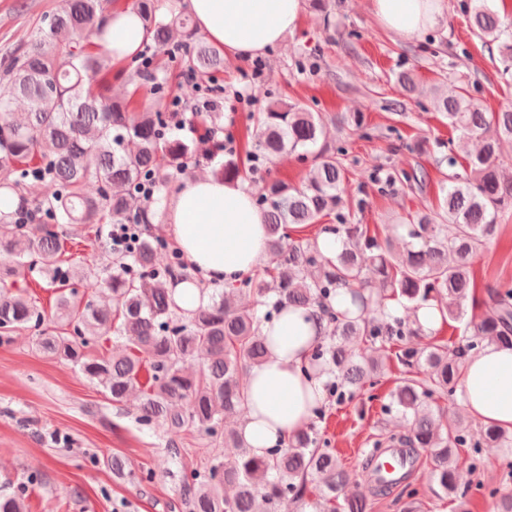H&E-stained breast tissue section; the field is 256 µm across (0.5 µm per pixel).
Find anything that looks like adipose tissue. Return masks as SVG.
I'll return each instance as SVG.
<instances>
[{
	"instance_id": "ef3b65f1",
	"label": "adipose tissue",
	"mask_w": 512,
	"mask_h": 512,
	"mask_svg": "<svg viewBox=\"0 0 512 512\" xmlns=\"http://www.w3.org/2000/svg\"><path fill=\"white\" fill-rule=\"evenodd\" d=\"M181 6L215 47L234 58L260 54L281 42L295 30L302 9L301 0H182ZM371 9L400 37L436 26L442 16L440 0H371ZM145 38L136 12L124 0H114L102 39L113 62L135 54ZM165 221L195 272L172 284L178 312L187 314L208 303L207 284L249 274L266 255L264 218L242 182L209 175L184 181L169 202ZM262 334L270 342L269 353L247 373L248 405L238 426L258 456L306 426L322 400L320 379L307 378L302 370L322 339L307 311L283 307ZM457 399L466 412L512 430V349L490 344L470 354Z\"/></svg>"
}]
</instances>
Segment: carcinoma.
I'll return each instance as SVG.
<instances>
[{"label":"carcinoma","mask_w":512,"mask_h":512,"mask_svg":"<svg viewBox=\"0 0 512 512\" xmlns=\"http://www.w3.org/2000/svg\"><path fill=\"white\" fill-rule=\"evenodd\" d=\"M111 0H67L53 15L49 29L34 31L3 68L0 90V333L36 331V347L80 368L115 404L137 399L135 420L142 427L163 422L168 447L181 457L179 441L193 430L212 448L201 465L181 471L179 508L183 512H280L284 500L303 502L310 486L318 489V512H370V502L344 493L350 475L323 441L315 424L300 430L265 456L252 454L237 431L224 430V415L242 413L247 404L246 372L261 364L268 349L261 326L271 323L286 303L316 309L324 338L312 351L313 377L327 376V397L340 404L355 390L373 384L391 362L386 344L398 346L396 358L405 368L383 405L406 420V428L373 443L366 465L375 466L384 444L405 448L408 468L391 484L374 490H406L405 512H420L418 491L409 478L421 448L433 459L431 481L443 496L468 512L469 482L455 463L462 448L467 472L508 465L492 461L484 448H511L512 433L479 421L443 422L438 398L453 393L462 377L464 353L438 342L413 343V322L390 316L381 305L388 294L415 312L434 302L441 321L461 317L462 304L476 300L477 283L470 258L493 238L504 216L512 215V181L501 177L498 145L512 140V107L488 112L462 87L438 89L435 106L448 126L482 140L468 158L464 174L448 179L437 210L416 214L408 224L405 247L392 248L366 224H351L343 209L344 168L336 152L314 150L323 119L306 104L277 98L263 112L249 161L269 162L282 155H314L305 181L294 186L272 179L261 186L255 203L268 233L267 263L262 272L238 280L231 288H214L208 304L188 315L174 310L169 284L190 278L184 254L154 233L160 216L156 206L170 179L183 174L196 158L193 143L170 135L164 114L175 98L169 76L153 57L138 60L128 82L133 92L146 86L154 96L143 112L129 111V98L106 93L112 53H94L89 38L101 34L100 22ZM143 27L157 51L174 33L187 69L200 80L224 70V56L197 37L191 17L161 0H134ZM469 25L483 43L497 44L503 74H512V32L486 0L466 8ZM494 129L495 137L485 133ZM225 180L243 178L241 162L230 157L217 169ZM99 183L98 194L84 192ZM149 181L153 197L145 200L136 187ZM46 188L34 198V184ZM337 220L321 232L342 242L336 257L323 255L316 243L295 239L291 224ZM49 218L53 223L47 224ZM142 226L140 243L118 253L112 244L85 241L83 255L62 260L67 237L57 224L76 229L89 224ZM454 233H446L447 225ZM165 249L169 261L154 264ZM41 280L58 293L51 307L57 327L44 328L46 312L37 298L17 286L18 280ZM350 294L342 311L332 308L336 289ZM486 314L468 326L467 350L488 343L512 349V284L486 288ZM112 336V355L97 357L92 346ZM233 448L228 456L224 449ZM494 512H512V492L488 490Z\"/></svg>","instance_id":"1"}]
</instances>
